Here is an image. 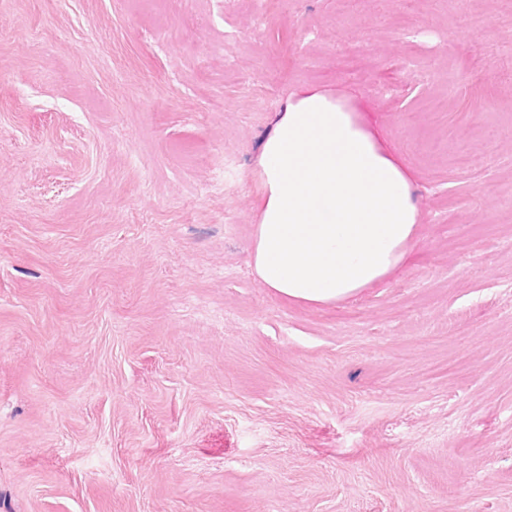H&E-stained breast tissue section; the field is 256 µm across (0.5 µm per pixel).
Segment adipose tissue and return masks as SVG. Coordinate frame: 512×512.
<instances>
[{
	"mask_svg": "<svg viewBox=\"0 0 512 512\" xmlns=\"http://www.w3.org/2000/svg\"><path fill=\"white\" fill-rule=\"evenodd\" d=\"M259 167L254 264L269 288L311 303L337 301L404 258L419 222L409 174L354 109L323 93L295 98Z\"/></svg>",
	"mask_w": 512,
	"mask_h": 512,
	"instance_id": "1",
	"label": "adipose tissue"
}]
</instances>
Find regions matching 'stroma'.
<instances>
[{
	"mask_svg": "<svg viewBox=\"0 0 512 512\" xmlns=\"http://www.w3.org/2000/svg\"><path fill=\"white\" fill-rule=\"evenodd\" d=\"M308 90L419 210L323 304L253 258ZM0 512H512V0H0Z\"/></svg>",
	"mask_w": 512,
	"mask_h": 512,
	"instance_id": "1",
	"label": "stroma"
}]
</instances>
